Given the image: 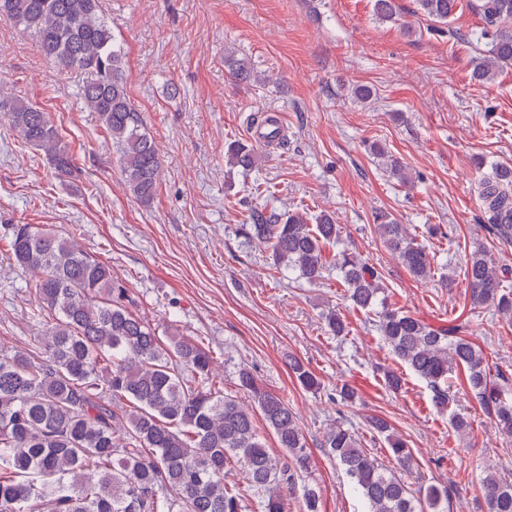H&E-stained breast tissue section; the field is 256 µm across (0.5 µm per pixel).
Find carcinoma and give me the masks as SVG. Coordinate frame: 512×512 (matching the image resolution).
Returning <instances> with one entry per match:
<instances>
[{
	"mask_svg": "<svg viewBox=\"0 0 512 512\" xmlns=\"http://www.w3.org/2000/svg\"><path fill=\"white\" fill-rule=\"evenodd\" d=\"M419 9L448 22L460 0H416ZM492 31L489 48L472 77L487 81L512 66V0H472ZM7 15L30 31L42 55L63 71L87 74L81 95L119 153L130 193L151 202L158 192L161 161L128 96L125 53L100 13L99 0H0ZM224 64L241 81L266 80L229 52ZM0 112L21 141L43 150L59 175L73 159L58 129L40 108L0 99ZM390 176L408 180L403 162L374 146ZM228 162L243 171L256 163L253 145L234 141ZM486 228L512 243V167L495 165L479 184ZM376 230L383 244L413 278L434 279L433 258L404 224L383 213ZM241 234L270 253L276 270H293L311 282L330 266L341 275L347 298L378 318V330L397 367L385 372L393 392L404 384L399 369L423 379L441 412L451 400L448 374L464 377L498 432L512 439V401L491 376L483 350L464 328L434 327L387 303L382 276L354 252L332 255L340 236L328 214L315 223L267 206L251 210ZM13 265L33 276L36 311L47 318L34 347L0 343V512H245V496L224 483V468L242 467L261 512H284L286 489L311 468V455L294 410L279 393L261 386L246 368L238 389L250 404L213 384L214 356L204 344L167 326L168 343L138 317L135 299L112 267L86 252L75 237L40 224H14L7 235ZM512 271L478 248L466 261L471 308L486 305L512 321V292L503 283ZM332 336L349 333L341 315H324ZM288 368L306 390L321 382L304 363L288 357ZM273 432L284 456L270 454L256 417ZM384 436L398 468L414 471L406 441L387 421L371 420ZM322 447L344 467L366 512H446V486L430 485L416 496L394 472L360 448L349 429L335 425ZM487 512H512V480L487 472L479 485Z\"/></svg>",
	"mask_w": 512,
	"mask_h": 512,
	"instance_id": "1",
	"label": "carcinoma"
}]
</instances>
